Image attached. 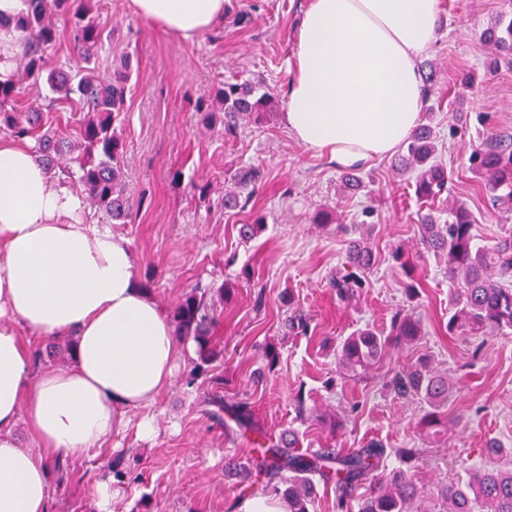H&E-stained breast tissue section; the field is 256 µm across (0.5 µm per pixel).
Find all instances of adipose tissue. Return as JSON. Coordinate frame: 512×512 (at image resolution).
Returning <instances> with one entry per match:
<instances>
[{
	"instance_id": "adipose-tissue-1",
	"label": "adipose tissue",
	"mask_w": 512,
	"mask_h": 512,
	"mask_svg": "<svg viewBox=\"0 0 512 512\" xmlns=\"http://www.w3.org/2000/svg\"><path fill=\"white\" fill-rule=\"evenodd\" d=\"M444 0H308L295 35L286 124L338 166L392 155L423 104L420 59ZM185 38L224 18L226 0H131ZM29 149L0 144V512H48V465L127 427L170 385L179 342L137 282L124 237L87 223ZM70 334L72 365L34 375L20 328ZM25 420L39 449L20 448Z\"/></svg>"
}]
</instances>
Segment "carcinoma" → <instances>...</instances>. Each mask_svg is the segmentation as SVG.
I'll return each mask as SVG.
<instances>
[{"label": "carcinoma", "mask_w": 512, "mask_h": 512, "mask_svg": "<svg viewBox=\"0 0 512 512\" xmlns=\"http://www.w3.org/2000/svg\"><path fill=\"white\" fill-rule=\"evenodd\" d=\"M24 9L15 24L16 39L23 45V65L0 78V132L13 140L31 138L40 162L52 171L83 187L87 200L107 221L125 224L133 208L123 183L122 159L125 142L124 121L128 74L118 71L110 78L97 74L94 67L104 31L92 16L91 0H23ZM70 19L71 36L82 65L74 71L47 70V54L59 33L55 17ZM485 39L505 58H512V16L503 15L485 33ZM46 78L54 96L47 104L16 111L24 94V81L36 84ZM76 102L84 113L79 136L74 142L52 131L40 132L43 111L57 104ZM213 108L203 112V121L213 126L222 122L224 136L233 137L243 122L261 124L275 112L278 100L259 92L250 81L225 82L213 94ZM437 145L428 125L416 129L394 159L395 166L417 171L414 195L420 204L439 199L448 191V171L435 161ZM472 169L486 176L492 206L512 212V136H492L474 150L469 159ZM260 167L248 165L233 175L236 191L224 194V207L244 206L263 180ZM423 249L448 262V281L453 287V311L448 333L477 336L487 331L512 330V233L481 245L473 233L474 224L461 206L450 209L448 221L441 224L432 210L420 214ZM372 231L349 242L347 263L350 270L331 279L336 296L351 302L366 286L375 264ZM177 334L196 343L194 367L185 379L195 383L198 371L218 356L210 333L215 317L207 302V292L193 288L185 293L174 311ZM288 331L296 336L308 333L310 320L297 310L288 318ZM423 336L421 322L401 308L391 317L390 332L383 335L369 326L358 328L336 341L340 372L364 378L381 361L392 345L412 343ZM387 389L403 398L418 400L427 407L421 424L429 429L441 423L451 386L448 375L433 366L430 357L393 369L383 376ZM213 403L227 413L242 436L255 447L249 467L257 479L246 485L247 494L260 493L283 501L288 512H314L317 487L336 492L338 512H410L418 489L401 469L389 467L395 461L409 465L419 455L417 448H387L376 440L361 448L342 453L336 448L315 451L300 448L299 433L288 429V436L274 440L255 422L250 403L237 400L224 405ZM485 461L475 464L454 480L438 485V509L428 512H512V465L502 467L498 460L512 459V448L496 440L486 444ZM369 487L366 496L352 505L351 492Z\"/></svg>", "instance_id": "obj_1"}]
</instances>
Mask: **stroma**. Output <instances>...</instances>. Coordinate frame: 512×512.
Here are the masks:
<instances>
[{"label":"stroma","mask_w":512,"mask_h":512,"mask_svg":"<svg viewBox=\"0 0 512 512\" xmlns=\"http://www.w3.org/2000/svg\"><path fill=\"white\" fill-rule=\"evenodd\" d=\"M307 3L227 0L223 22L185 39L138 14L130 0H97L93 15L109 38L95 66L104 77L130 70L123 180L134 206L127 223L109 230L128 240L139 283L166 313L195 286L228 280L236 288L214 301L217 361L189 387L184 379L193 362L181 355L168 389L145 408L153 438L137 439L130 427L95 456L56 459L49 512H99L96 485L111 479L108 466L115 461L127 477L111 479L112 512H137L143 500L151 512H225L243 493L239 467L253 446L212 418L219 393L228 403L248 400L269 435L297 429L305 448L346 453L376 439L389 448L423 449L410 471L420 495L416 512L433 508L430 494L438 484L484 458L488 439L512 446V333L468 340L449 335L446 264L420 244L408 176L388 156L361 167L359 192L345 196L342 169L305 149L288 130L289 65ZM506 13H512V0H446L436 41L418 64L420 73L436 74L420 121L436 127L438 158L449 177L448 192L434 207L444 221L450 206L464 205L482 244L512 230V213L492 208L468 161L488 135L512 134V63L482 39ZM237 80L259 83L279 105L264 124L241 126L228 139L223 127L202 124L198 108L209 105L221 83ZM249 164L263 169L261 184L246 208H225L226 186ZM321 210L338 214L349 229L375 227L376 264L361 296L348 304L329 280L344 267L350 236L314 224ZM259 217L265 231L243 241L239 225ZM398 244L416 265L413 280L392 258ZM410 282L412 299L405 291ZM402 307L421 319L423 336L390 347L382 367L401 368L426 355L448 373V432L441 437L421 436L424 408L418 401L394 397L379 381L337 372L336 338L365 325L389 329ZM297 309L309 315L310 335L287 332ZM25 339L34 373L71 365L58 337L29 332ZM267 343L280 351L271 369L261 352ZM218 378L225 381L220 391ZM300 396L307 408L302 417L296 412ZM325 414L341 421L336 433L321 423Z\"/></svg>","instance_id":"obj_1"}]
</instances>
